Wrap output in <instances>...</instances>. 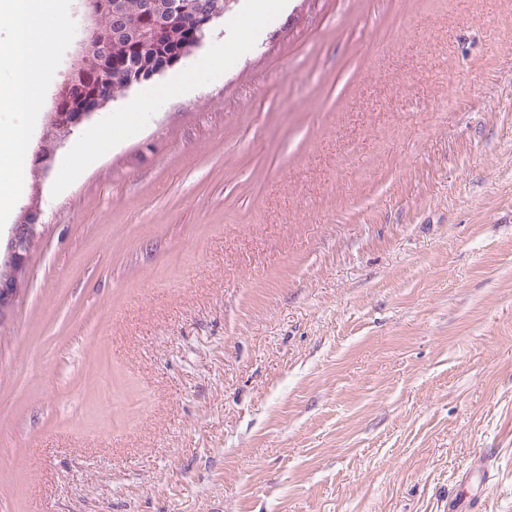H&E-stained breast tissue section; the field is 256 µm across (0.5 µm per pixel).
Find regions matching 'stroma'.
Listing matches in <instances>:
<instances>
[{"label": "stroma", "mask_w": 512, "mask_h": 512, "mask_svg": "<svg viewBox=\"0 0 512 512\" xmlns=\"http://www.w3.org/2000/svg\"><path fill=\"white\" fill-rule=\"evenodd\" d=\"M254 2L0 215V512H512V0ZM36 239V224L16 225L13 229L12 236L7 246V253L3 262L4 276L0 282L1 317L13 306L15 300L19 297L17 288H13V279H15L26 269L30 253L34 247Z\"/></svg>", "instance_id": "35a3bbf8"}]
</instances>
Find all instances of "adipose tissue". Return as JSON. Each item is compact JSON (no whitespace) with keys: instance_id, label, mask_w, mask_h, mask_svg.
Instances as JSON below:
<instances>
[{"instance_id":"1","label":"adipose tissue","mask_w":512,"mask_h":512,"mask_svg":"<svg viewBox=\"0 0 512 512\" xmlns=\"http://www.w3.org/2000/svg\"><path fill=\"white\" fill-rule=\"evenodd\" d=\"M17 28L11 47L15 73L1 94L16 108L38 111L42 103V80L34 65L46 62L67 29L62 22L59 0H11ZM0 155L9 164L0 169V209L7 207L20 190L25 176L27 142L22 133L0 138Z\"/></svg>"}]
</instances>
